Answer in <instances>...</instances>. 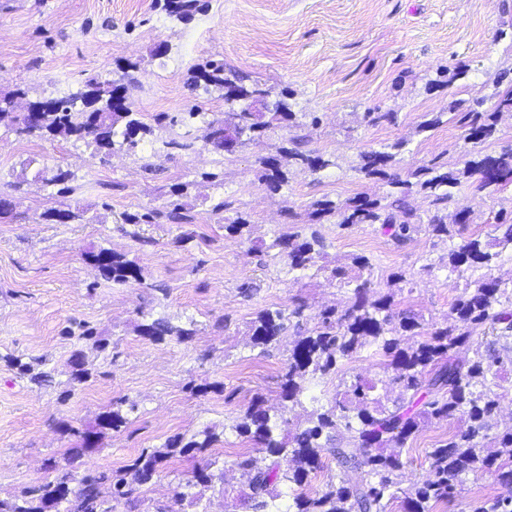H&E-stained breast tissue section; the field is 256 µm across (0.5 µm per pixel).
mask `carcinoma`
<instances>
[{
	"label": "carcinoma",
	"mask_w": 512,
	"mask_h": 512,
	"mask_svg": "<svg viewBox=\"0 0 512 512\" xmlns=\"http://www.w3.org/2000/svg\"><path fill=\"white\" fill-rule=\"evenodd\" d=\"M205 86L232 88L240 96L259 90L237 84L224 75V65L210 64L200 74ZM115 85L111 80L95 77L85 86L60 98L35 100L29 108L40 113L38 125L31 126L21 112L13 111L14 102L26 96L18 87L0 93V120L7 119L12 131L21 138H76L89 139L96 155L104 159L117 146L134 149L152 127L132 112L130 105L118 107L114 102ZM512 112V90L500 95L491 112L470 111L463 124L464 140L478 144L492 136L496 114ZM295 113L288 104L279 100L266 112H226L207 123L211 130L210 145L216 150L231 151L243 145L232 128L245 125L261 133L293 122ZM285 154L296 164L312 172L330 165V161L313 151L287 150ZM394 155L386 151L364 154L361 170L368 176H381L391 187L394 201L382 205L366 196H357L338 208L331 201H318L310 217L321 220L340 213V224H381L392 231L401 242L424 224L401 201L415 191L432 197L434 206H448L451 194L448 188L460 182V176L478 177V188H495L512 182V149L497 156L470 151L461 158L463 168L445 171L432 159L407 171L403 176L390 175L386 167ZM264 180L277 189L285 181L278 160L262 161ZM65 219L69 223L84 219V211L75 208L65 212L56 209L42 215V219L55 222ZM473 217L466 211L454 218L453 223L435 213L429 217L426 230L432 236L446 240L452 237L453 226L471 224ZM275 246L288 257L292 270L306 271L317 266L322 257L320 237H304L298 231L280 235ZM512 247V223L502 237L491 242L467 239L448 253V271L457 276L476 269L486 270L484 277L465 287L452 307L453 321L445 325L425 327L415 316L397 310L394 294L375 291L370 276V262L366 257L354 259L357 269L349 277L351 302L344 309L326 308L320 321L298 336L288 356V368L281 374L279 387L282 399L298 403L302 383L306 377L326 376L336 371L339 361L351 357L368 344H376L384 356L386 378L377 381L357 379L351 390L336 393L328 407L316 409L305 425L287 438L278 434L283 419L272 416L262 401L254 400L233 426L238 436L259 448L265 454L266 464L260 466L246 453L238 455L231 465L242 476L236 497L243 512H388L390 502L400 500L403 512H433V508L448 502L460 493L465 477L488 471L496 475L502 491L489 501L481 512H512V425L497 429L494 417L503 396L500 384L502 361L489 350H481L474 343L473 331L484 327L502 333L512 332V289L492 274L499 252L495 247ZM107 281L122 285L141 279L137 264L125 256L107 249L86 254ZM303 306L292 310L266 309L261 311L252 325L253 346L266 349L288 329L291 319H301ZM139 333L153 341L166 338L183 340L192 331L171 325L164 319L144 321ZM415 341L406 343L407 337ZM475 344L474 357L459 361L456 351ZM7 365L40 385L47 374L35 371V366L18 356L0 358ZM399 389L393 407L382 405L376 397L378 388ZM461 422L466 429L448 434L427 452L430 477L396 495L398 472L401 468L402 449L407 442L429 422ZM127 423L119 409H112L99 419L103 429L117 430ZM351 434L355 446L338 439L341 430ZM203 439H190L177 435L162 449L145 448L121 473H73L75 454L67 459L55 480L28 489L14 501H0V512H112L110 501L134 505L136 486L150 480L172 455H196L218 441L210 430L201 433ZM330 454L345 467L363 470L370 480L353 484L341 477L315 492L305 491L312 475L323 468V455ZM213 463L196 467L189 478L174 489L175 503L186 500L197 502L200 497L192 489L210 488L222 479L212 471ZM294 485L298 491L292 495L288 510L276 505L280 497L278 485ZM109 496L103 495V488Z\"/></svg>",
	"instance_id": "cac0c4a2"
}]
</instances>
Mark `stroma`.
<instances>
[{
  "label": "stroma",
  "mask_w": 512,
  "mask_h": 512,
  "mask_svg": "<svg viewBox=\"0 0 512 512\" xmlns=\"http://www.w3.org/2000/svg\"><path fill=\"white\" fill-rule=\"evenodd\" d=\"M176 14L168 0H0V92L26 88L29 100L57 98L91 77L128 83L141 121L166 112L177 122L154 129L135 150L99 159L90 140L18 138L0 122V500L55 478L49 461H64L79 431H99L79 472L114 473L142 449L209 429L219 440L193 458L168 459L138 488L134 512H241L233 491L242 478L230 462L246 445L233 425L253 398L284 413L281 436L305 423L317 403L355 377L383 375L377 345L338 362L335 373L306 379L300 402L284 407L278 380L296 339L286 333L254 347L251 325L262 309L303 305L315 325L323 309L345 308L351 291L331 276L365 256L379 291H393L399 308L423 323H443L464 280L450 277L448 253L470 237L499 236L512 218V183L489 192L474 178L452 187L448 214L470 210L474 221L453 238L419 230L397 242L378 224L311 220L315 202L342 206L362 195L388 203L386 180L361 172V155L397 146L388 173L429 160L459 169L468 145L459 123L473 109L491 110L512 88V0H200ZM163 58H152L157 45ZM211 61L237 83L260 86L267 103L287 99L296 127L255 135L233 151L205 143L207 116L228 111L224 92L195 87ZM198 116L180 123L183 112ZM383 113L379 123L367 115ZM437 125L421 130L422 122ZM329 158L311 172L289 163L284 148ZM190 139L188 151L171 141ZM276 158L286 176L276 190L262 162ZM70 172L71 192L49 180ZM226 202L225 214L213 213ZM82 208L79 224H48L50 209ZM155 213L152 223L128 224L129 214ZM244 217V236L225 218ZM318 232L321 270L293 271L273 246L286 232ZM108 249L135 261L140 281L115 285L86 260ZM406 275L389 284L392 272ZM193 324L185 341L155 342L138 333L146 319ZM93 338L75 336L77 325ZM90 380L71 384L74 354ZM13 354L42 359L48 379L33 386L3 363ZM118 408L128 423L99 429L101 413ZM459 423L425 425L403 452L401 487L429 476L427 452ZM215 463L223 483L204 490L199 505L174 504L179 480L196 465ZM496 476H467L462 493L434 512H476L498 493Z\"/></svg>",
  "instance_id": "obj_1"
}]
</instances>
